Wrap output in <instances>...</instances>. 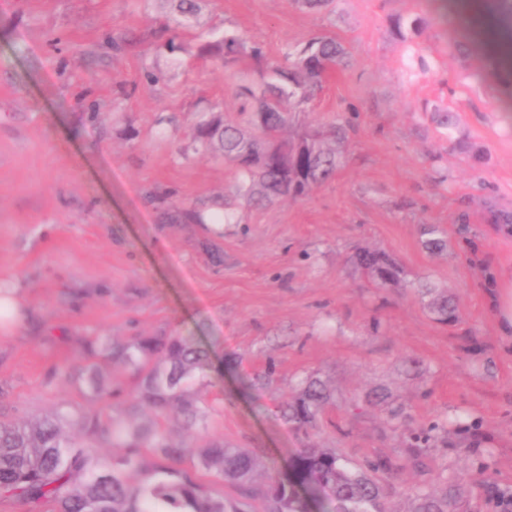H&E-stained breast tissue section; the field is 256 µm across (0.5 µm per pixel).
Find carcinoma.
Segmentation results:
<instances>
[{
  "label": "carcinoma",
  "mask_w": 512,
  "mask_h": 512,
  "mask_svg": "<svg viewBox=\"0 0 512 512\" xmlns=\"http://www.w3.org/2000/svg\"><path fill=\"white\" fill-rule=\"evenodd\" d=\"M206 49L226 68L246 57L265 64L258 84L239 75L233 116H224L220 102L194 129V142L235 169L237 195L224 199V223L237 222L241 202L267 207L285 197L297 200L332 180L351 121L338 114L298 126L295 117L322 89L325 76L344 64L341 43L315 35L288 50L283 63L268 62L259 44L237 32L224 33ZM430 119L443 136L456 123L447 110L431 113ZM422 236L429 251L445 245L435 224L422 225ZM355 260L382 288L401 280V267L384 252L364 249ZM428 307L441 323L457 317L446 293L433 297ZM81 346L85 366L73 380L93 401L112 407L109 420L97 410L62 401L35 421L0 422V493L34 508L51 501L55 512H394L390 499L396 490L380 476L408 468L423 472L422 445L438 428L432 424L413 434L403 457L378 456L361 467L334 448H301L280 475L259 482L256 474L264 463L253 451L218 436L193 438L197 423L218 413L201 405L192 389L213 369L203 347L184 336H138L124 343L90 336ZM102 360L129 374L132 389L126 392L105 377ZM329 401L325 386L309 381L282 402L280 413L288 424L307 429ZM173 411L184 431L179 439L167 429ZM70 424L77 432L65 430ZM101 443L119 454L96 456ZM139 473L146 478L133 481ZM218 485L231 488L232 495L218 493ZM407 499L406 512H467L465 479L454 476L436 485L423 481Z\"/></svg>",
  "instance_id": "carcinoma-1"
}]
</instances>
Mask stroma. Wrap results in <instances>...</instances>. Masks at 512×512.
Returning <instances> with one entry per match:
<instances>
[{"label":"stroma","mask_w":512,"mask_h":512,"mask_svg":"<svg viewBox=\"0 0 512 512\" xmlns=\"http://www.w3.org/2000/svg\"><path fill=\"white\" fill-rule=\"evenodd\" d=\"M451 2L336 0L326 16L294 0H209L183 20L169 0H0V283L27 306L0 334V420L62 399L89 407L71 380L83 337L178 334L222 369L196 391L224 413L196 436L281 472L313 443L361 464L443 421L422 450L431 477L466 472L470 512H502L480 483L512 493V354L486 287L512 267V230L493 219L512 213V81L484 43L486 22L511 37L512 24L470 0L479 25L455 29ZM410 16L425 27L406 43L394 21ZM226 31L271 60L334 36L346 64L301 119L341 113L354 130L335 178L305 199L244 206L220 227L168 222L170 206L208 211L236 190L231 165L191 146L215 101L234 104L220 61L199 54ZM126 36L135 44L114 49ZM171 39L183 52H168ZM445 108L458 115L447 138L429 118ZM425 224L446 248L423 247ZM359 247L392 254L403 282L374 287L351 260ZM419 282L454 294L459 320L436 321ZM305 379L331 395L308 434L279 414ZM377 393L404 407V428H390Z\"/></svg>","instance_id":"35a3bbf8"}]
</instances>
